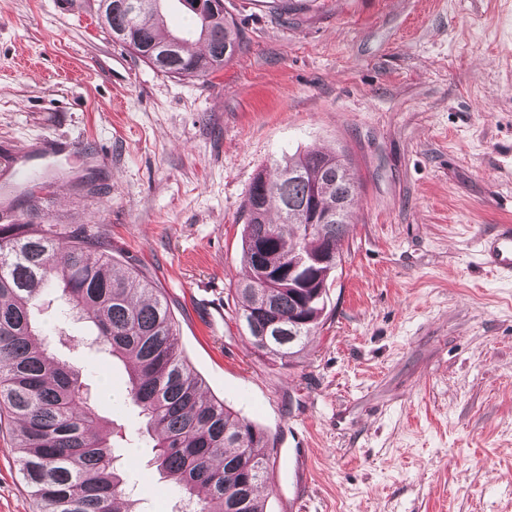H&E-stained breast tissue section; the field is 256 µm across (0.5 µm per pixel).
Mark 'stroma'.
Here are the masks:
<instances>
[{"mask_svg":"<svg viewBox=\"0 0 512 512\" xmlns=\"http://www.w3.org/2000/svg\"><path fill=\"white\" fill-rule=\"evenodd\" d=\"M223 4L242 49L195 79L113 42L96 0H0V160L76 146L31 173L44 223L99 227L162 290L206 395L269 436L266 512H512V279L480 255L512 223V0ZM309 149L347 154L358 207L322 324L284 365L237 317L242 209ZM65 307L43 291L55 356L138 512H172L125 363ZM33 508L2 426L0 512Z\"/></svg>","mask_w":512,"mask_h":512,"instance_id":"1","label":"stroma"}]
</instances>
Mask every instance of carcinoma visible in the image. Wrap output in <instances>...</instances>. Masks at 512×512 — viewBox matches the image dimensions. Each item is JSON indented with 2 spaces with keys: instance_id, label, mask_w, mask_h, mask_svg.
I'll return each instance as SVG.
<instances>
[{
  "instance_id": "1",
  "label": "carcinoma",
  "mask_w": 512,
  "mask_h": 512,
  "mask_svg": "<svg viewBox=\"0 0 512 512\" xmlns=\"http://www.w3.org/2000/svg\"><path fill=\"white\" fill-rule=\"evenodd\" d=\"M122 2L97 7L99 20L114 40L134 31L117 40L164 76L206 78L241 48L237 25L221 8L193 13L194 33L207 47L197 52L188 39L161 34L165 0H131V10ZM356 195L344 156L316 149L285 159L272 179L255 177L243 207L248 276L236 288L238 319L249 336L273 321L281 333L253 344L256 350L284 364L303 351L341 263ZM273 202L277 224L268 220ZM38 218L31 210L17 224H0V415L11 418L37 512H136L78 372L53 355L38 329L35 311L50 287L90 322L106 353L131 362L127 404L155 438L154 463L179 493L178 512H230L236 498L243 503L237 512H265L268 435L204 395L161 290L134 267L108 268L112 245L99 230Z\"/></svg>"
}]
</instances>
